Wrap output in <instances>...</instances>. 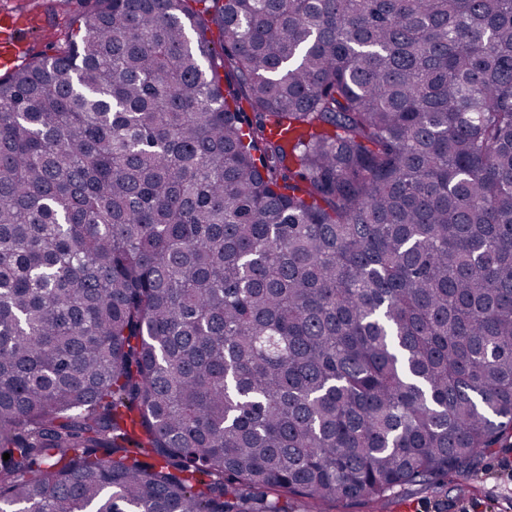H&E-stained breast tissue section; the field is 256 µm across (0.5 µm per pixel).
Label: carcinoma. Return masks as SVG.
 Returning <instances> with one entry per match:
<instances>
[{"label":"carcinoma","mask_w":512,"mask_h":512,"mask_svg":"<svg viewBox=\"0 0 512 512\" xmlns=\"http://www.w3.org/2000/svg\"><path fill=\"white\" fill-rule=\"evenodd\" d=\"M79 2L0 77V512L383 501L511 443L512 0Z\"/></svg>","instance_id":"obj_1"}]
</instances>
